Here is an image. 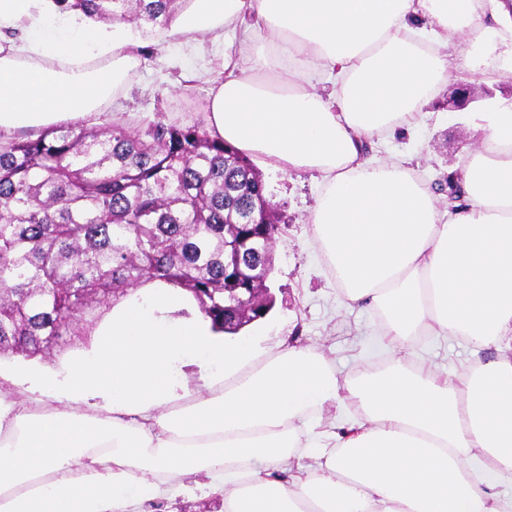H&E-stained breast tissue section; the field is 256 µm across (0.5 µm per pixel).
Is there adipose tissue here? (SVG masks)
Listing matches in <instances>:
<instances>
[{"label": "adipose tissue", "instance_id": "ef3b65f1", "mask_svg": "<svg viewBox=\"0 0 512 512\" xmlns=\"http://www.w3.org/2000/svg\"><path fill=\"white\" fill-rule=\"evenodd\" d=\"M507 0H190L184 41L240 33L213 76L205 125L282 173L315 172L314 238L349 302L377 308L403 350L415 336L495 348L460 379L401 361L341 384L323 357L213 332L193 297L150 281L105 309L89 348L15 366L0 391V512H144L203 476L220 512H512V103L491 102L480 147L443 208L401 153L364 141L413 132L464 36L498 50ZM131 27L59 0H0V130L86 114L140 60ZM197 366L201 387L179 371ZM349 393L330 449L306 423Z\"/></svg>", "mask_w": 512, "mask_h": 512}]
</instances>
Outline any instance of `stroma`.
<instances>
[{
    "label": "stroma",
    "mask_w": 512,
    "mask_h": 512,
    "mask_svg": "<svg viewBox=\"0 0 512 512\" xmlns=\"http://www.w3.org/2000/svg\"><path fill=\"white\" fill-rule=\"evenodd\" d=\"M140 44L157 45L159 55L155 61H142L128 85L113 99V120L131 127L144 125L153 120L155 112L178 103L191 92L199 99L191 117L203 120L209 86L193 77L190 69L200 65L219 69L224 48L235 46V38L225 37L220 47L203 39L198 43L196 56L190 58L176 38L169 35L157 43L144 36ZM460 84L471 86L474 92L468 111L480 112L488 96H512V71H488L481 66L451 71L418 134H402L388 143L367 141V156L382 160L389 152H405L411 157L416 174L430 187L447 184L449 176L465 163L477 144L466 116L453 121L448 118V98ZM259 174L279 226L272 271L266 281L274 297V306L264 322L267 352L289 346L315 350L337 370L340 378L348 381L384 368L392 354L386 338L379 333V312L346 300L314 241L309 216L319 191L317 176L264 168ZM492 356V351L476 353L465 341L443 336L413 337L408 352L411 364L426 369L435 367L451 377L468 373L477 361Z\"/></svg>",
    "instance_id": "35a3bbf8"
}]
</instances>
